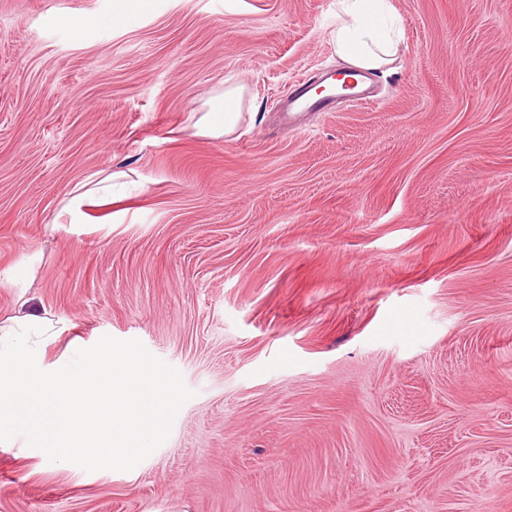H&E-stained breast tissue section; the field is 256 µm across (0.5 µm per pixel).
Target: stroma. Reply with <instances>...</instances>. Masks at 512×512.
<instances>
[{
	"mask_svg": "<svg viewBox=\"0 0 512 512\" xmlns=\"http://www.w3.org/2000/svg\"><path fill=\"white\" fill-rule=\"evenodd\" d=\"M390 3L375 102L289 125L346 69L336 0H0V324L61 328L49 365L139 339L195 392L126 472L14 437L0 512H512V0ZM314 85L308 80L299 79L288 93L282 112L288 118L305 112H327L336 97H313L310 91ZM239 90L224 93V99L217 106V112H208L196 124L198 133L212 137H219L233 131L240 116L238 112Z\"/></svg>",
	"mask_w": 512,
	"mask_h": 512,
	"instance_id": "35a3bbf8",
	"label": "stroma"
}]
</instances>
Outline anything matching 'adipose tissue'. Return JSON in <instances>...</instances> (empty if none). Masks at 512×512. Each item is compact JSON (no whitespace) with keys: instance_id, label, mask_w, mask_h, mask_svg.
<instances>
[{"instance_id":"adipose-tissue-1","label":"adipose tissue","mask_w":512,"mask_h":512,"mask_svg":"<svg viewBox=\"0 0 512 512\" xmlns=\"http://www.w3.org/2000/svg\"><path fill=\"white\" fill-rule=\"evenodd\" d=\"M344 20L332 34L336 54L348 66L375 71L393 64L402 40L398 15L388 0H341ZM239 91L225 92L216 111L196 124L199 134L218 137L233 131L239 118Z\"/></svg>"}]
</instances>
